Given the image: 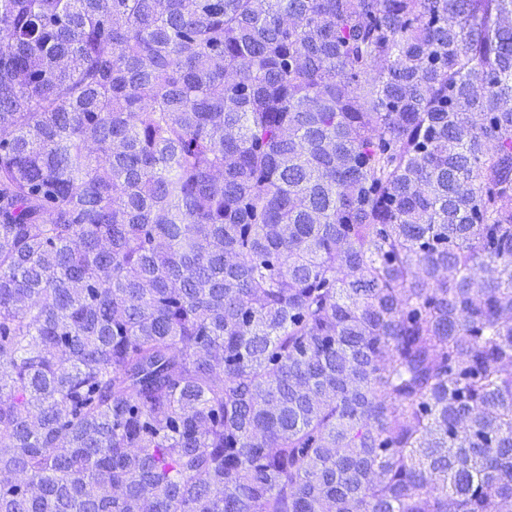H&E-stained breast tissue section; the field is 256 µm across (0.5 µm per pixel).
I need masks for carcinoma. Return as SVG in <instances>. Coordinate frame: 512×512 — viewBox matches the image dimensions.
<instances>
[{"label": "carcinoma", "instance_id": "cac0c4a2", "mask_svg": "<svg viewBox=\"0 0 512 512\" xmlns=\"http://www.w3.org/2000/svg\"><path fill=\"white\" fill-rule=\"evenodd\" d=\"M0 512H512V0H0Z\"/></svg>", "mask_w": 512, "mask_h": 512}]
</instances>
